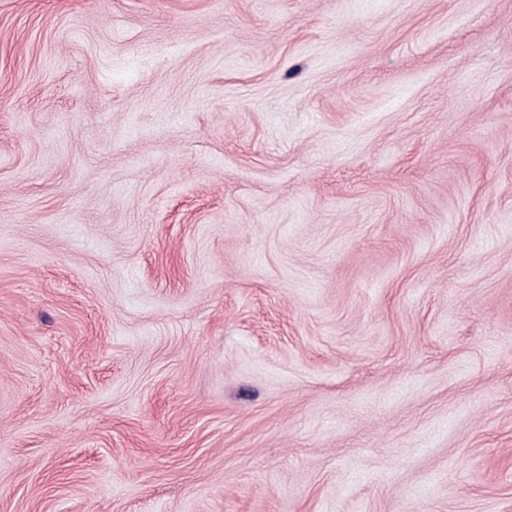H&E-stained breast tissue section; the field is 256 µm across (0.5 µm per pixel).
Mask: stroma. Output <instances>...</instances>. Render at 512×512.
Wrapping results in <instances>:
<instances>
[{
  "label": "stroma",
  "mask_w": 512,
  "mask_h": 512,
  "mask_svg": "<svg viewBox=\"0 0 512 512\" xmlns=\"http://www.w3.org/2000/svg\"><path fill=\"white\" fill-rule=\"evenodd\" d=\"M0 512H512V0H0Z\"/></svg>",
  "instance_id": "stroma-1"
}]
</instances>
